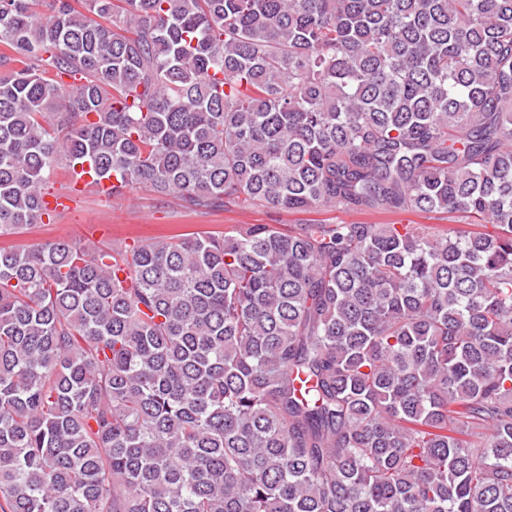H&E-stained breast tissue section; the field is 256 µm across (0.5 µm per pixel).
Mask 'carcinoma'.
<instances>
[{
  "mask_svg": "<svg viewBox=\"0 0 512 512\" xmlns=\"http://www.w3.org/2000/svg\"><path fill=\"white\" fill-rule=\"evenodd\" d=\"M44 185L462 224L0 248V512H512V0H0Z\"/></svg>",
  "mask_w": 512,
  "mask_h": 512,
  "instance_id": "cac0c4a2",
  "label": "carcinoma"
}]
</instances>
